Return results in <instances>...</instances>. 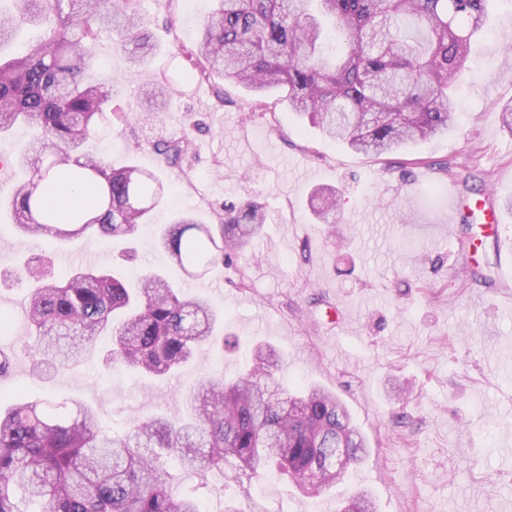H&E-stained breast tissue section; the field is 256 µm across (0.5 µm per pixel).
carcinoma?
<instances>
[{
	"label": "carcinoma",
	"mask_w": 512,
	"mask_h": 512,
	"mask_svg": "<svg viewBox=\"0 0 512 512\" xmlns=\"http://www.w3.org/2000/svg\"><path fill=\"white\" fill-rule=\"evenodd\" d=\"M492 0H214L193 62L196 78L218 74L243 85L262 104L285 93L328 137L380 158L441 135L456 121L453 90L488 29ZM0 11V47L24 24L43 39L22 57L0 61V134L17 125L40 135L17 156L24 178L7 201L23 237L68 241L87 234L131 238L147 223L164 184L151 171L114 169L88 153L89 128L103 115L120 121L113 81H94L102 30L118 23L133 64L156 45L135 0H12ZM174 80L163 75L138 91L158 107ZM165 161L181 159L189 141L159 140ZM74 184L89 204L64 211L45 190ZM265 223L256 201L224 205L220 223L180 216L159 234L162 248L187 274L205 273L243 248ZM49 258L34 255L26 315L34 331L29 354L56 371L90 356L105 338L106 361L155 382L168 379L204 347L224 351L210 303L183 297L168 278L143 272L135 285L94 270L48 276ZM273 353L252 351L249 372L227 380L205 375L181 417L146 415L122 436L109 435L98 413L49 396L0 406V512H25L16 490L37 512H202L199 500L175 494L167 463L226 475L240 488L274 468L308 496L336 485L344 470L328 458L343 446L349 461L367 453L336 395L319 387L283 388L271 376ZM339 512H375L365 492Z\"/></svg>",
	"instance_id": "cac0c4a2"
}]
</instances>
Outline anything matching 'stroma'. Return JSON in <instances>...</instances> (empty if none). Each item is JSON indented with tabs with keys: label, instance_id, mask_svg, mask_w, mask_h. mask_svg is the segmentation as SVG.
<instances>
[{
	"label": "stroma",
	"instance_id": "obj_1",
	"mask_svg": "<svg viewBox=\"0 0 512 512\" xmlns=\"http://www.w3.org/2000/svg\"><path fill=\"white\" fill-rule=\"evenodd\" d=\"M211 0H136L157 45L131 66L117 33L103 31L97 72L127 91L160 73L178 76L181 50L196 46ZM512 0H495L490 29L458 81L457 122L448 134L375 159L324 136L300 118L280 92L262 107L225 83L176 84L158 121L129 99L124 120L95 128L90 151L114 167L154 171L167 194L145 232L117 244L85 237L66 246L22 239L0 215V315L27 301L26 259L69 251L54 260L56 276L77 270L80 250L100 268H158L188 297H205L224 316L223 354L203 351L169 382L145 386L135 372L95 357L43 380L33 375L16 327L0 334L11 359L0 378V402L49 394L96 408L101 425L125 434L147 414H181L200 375L246 373V348H274L283 387L318 385L335 393L369 443V453L343 480L310 499L282 477L264 472L248 493L220 475L169 465L177 493L200 498L204 512H337L340 499L367 491L376 512H512V276L485 239L470 253V225L451 224L449 199L468 203L481 186L505 211L512 236V132L498 113L512 101ZM190 138L175 165L154 149L159 140ZM335 188L334 223L311 208L312 194ZM247 200L266 214L261 232L203 278L186 277L158 243L159 231L190 212L217 223L224 205ZM484 275L473 282L470 270Z\"/></svg>",
	"mask_w": 512,
	"mask_h": 512
}]
</instances>
